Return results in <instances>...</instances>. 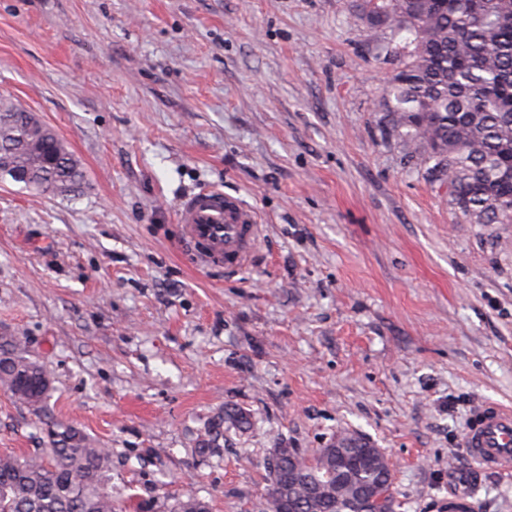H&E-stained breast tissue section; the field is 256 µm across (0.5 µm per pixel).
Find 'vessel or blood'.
Wrapping results in <instances>:
<instances>
[{
    "label": "vessel or blood",
    "mask_w": 512,
    "mask_h": 512,
    "mask_svg": "<svg viewBox=\"0 0 512 512\" xmlns=\"http://www.w3.org/2000/svg\"><path fill=\"white\" fill-rule=\"evenodd\" d=\"M185 239L202 246L200 259L223 266L231 273L253 257L259 226L254 213L217 188H203L186 198L178 209ZM463 446L475 472L512 474V409L481 404L475 407Z\"/></svg>",
    "instance_id": "obj_1"
}]
</instances>
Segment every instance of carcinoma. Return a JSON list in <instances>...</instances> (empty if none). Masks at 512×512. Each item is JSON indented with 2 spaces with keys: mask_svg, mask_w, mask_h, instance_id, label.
<instances>
[{
  "mask_svg": "<svg viewBox=\"0 0 512 512\" xmlns=\"http://www.w3.org/2000/svg\"><path fill=\"white\" fill-rule=\"evenodd\" d=\"M370 24L406 33L405 59L380 105L390 128L418 152L434 181L448 186L455 218L512 224V0H359ZM66 195L83 181L78 159L58 134L0 95V181ZM43 367L12 336H0V387L46 413L51 386ZM344 454L307 464L279 448L269 470V512H395L389 464L373 461L360 435ZM112 452L81 429L52 421L43 447L0 454V512H112L107 473ZM170 512H209L205 501L178 499Z\"/></svg>",
  "mask_w": 512,
  "mask_h": 512,
  "instance_id": "obj_1",
  "label": "carcinoma"
}]
</instances>
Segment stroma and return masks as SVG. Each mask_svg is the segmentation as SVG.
I'll return each instance as SVG.
<instances>
[{
  "label": "stroma",
  "instance_id": "obj_1",
  "mask_svg": "<svg viewBox=\"0 0 512 512\" xmlns=\"http://www.w3.org/2000/svg\"><path fill=\"white\" fill-rule=\"evenodd\" d=\"M403 44L356 0H0V94L85 173L64 197L0 181V336L111 450L122 512H267L275 449L344 431L385 452L396 512H445L473 409L512 407V224L456 221L389 133ZM206 186L262 226L240 273L184 242ZM42 435L0 389V452ZM475 512H512V476Z\"/></svg>",
  "mask_w": 512,
  "mask_h": 512
}]
</instances>
